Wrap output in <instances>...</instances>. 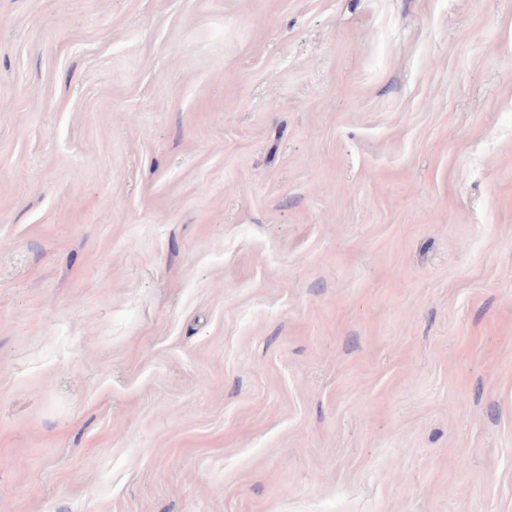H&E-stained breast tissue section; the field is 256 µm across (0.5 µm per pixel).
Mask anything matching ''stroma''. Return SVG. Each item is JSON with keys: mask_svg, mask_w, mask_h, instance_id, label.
I'll list each match as a JSON object with an SVG mask.
<instances>
[{"mask_svg": "<svg viewBox=\"0 0 512 512\" xmlns=\"http://www.w3.org/2000/svg\"><path fill=\"white\" fill-rule=\"evenodd\" d=\"M0 512H512V0H0Z\"/></svg>", "mask_w": 512, "mask_h": 512, "instance_id": "35a3bbf8", "label": "stroma"}]
</instances>
